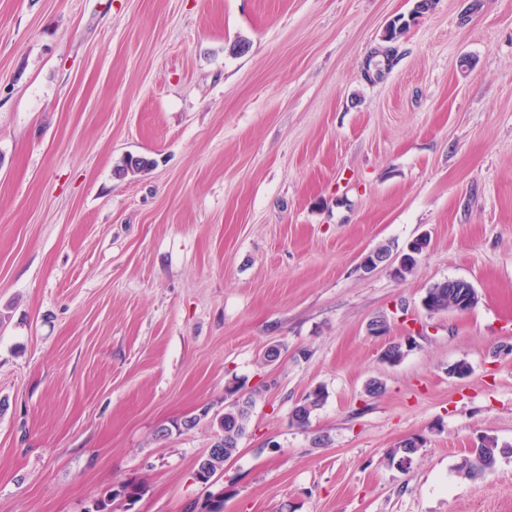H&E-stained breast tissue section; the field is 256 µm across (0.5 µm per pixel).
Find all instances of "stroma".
Returning <instances> with one entry per match:
<instances>
[{
	"instance_id": "obj_1",
	"label": "stroma",
	"mask_w": 512,
	"mask_h": 512,
	"mask_svg": "<svg viewBox=\"0 0 512 512\" xmlns=\"http://www.w3.org/2000/svg\"><path fill=\"white\" fill-rule=\"evenodd\" d=\"M416 3L0 0V512H512V0ZM447 279L477 305L427 313ZM231 383L260 396L208 490ZM406 258H404L401 254L393 255V252L390 251H379L377 249L371 250L362 260L361 266L366 272H372L377 269L379 266H390L391 264L397 262V265L394 267L395 274L399 275V272L402 271L403 266L406 263ZM326 400V394L320 387L311 390L302 403L296 404L292 407L291 418L292 421L298 426H306L309 424L310 418L313 413L323 406ZM504 453L505 448H500L494 438L485 437L469 448L468 455L456 467V471L464 479L475 480L492 470ZM145 487L139 483H127L113 487L106 491L101 497L94 499V508H85L84 512H112V505L119 500L123 503L133 504L142 493Z\"/></svg>"
}]
</instances>
